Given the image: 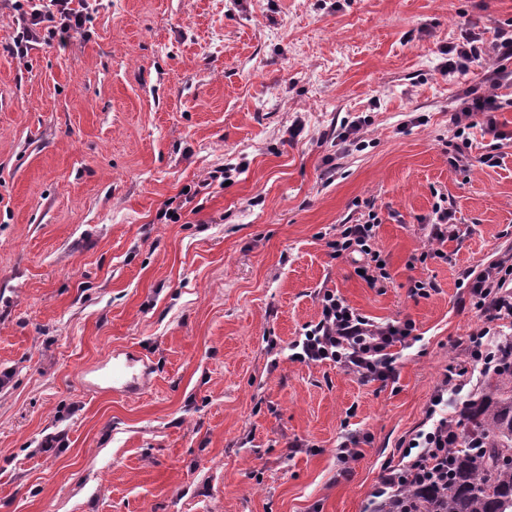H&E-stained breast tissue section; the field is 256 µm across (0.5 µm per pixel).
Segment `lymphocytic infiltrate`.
I'll return each mask as SVG.
<instances>
[{"mask_svg":"<svg viewBox=\"0 0 512 512\" xmlns=\"http://www.w3.org/2000/svg\"><path fill=\"white\" fill-rule=\"evenodd\" d=\"M86 6V0H13L11 8L20 28L15 54L25 56L36 30L42 28L67 40L70 32L84 26ZM491 56L501 62L512 60V28H500L490 44L479 33H464L461 41L449 45L441 69L451 76L464 75ZM507 109H512V97H502L494 86L476 85L466 91L463 102L452 113L455 141L448 151V164L453 171L464 170L465 151L470 146L466 132L479 120L494 137L483 160L491 166L497 164V143L505 135L498 131L495 115ZM378 224L377 214L368 212L359 223L341 225L335 239L328 243L336 257L359 254L363 278L372 285L389 277L376 240ZM469 296L482 324L469 336L462 361L446 371L432 396L426 412L429 428L418 430L403 441L399 463L383 469L370 491L371 499L401 491L411 482L430 483L436 472L447 470L448 450L454 445L456 432L448 410L449 396L461 393L474 373L493 372L500 366L497 337L504 324L512 323V263L499 261L474 275ZM318 304L317 321L306 325L302 339L294 343L295 359L309 364L331 361L365 381L396 382L394 349L413 340L414 322L375 324L333 290L320 294Z\"/></svg>","mask_w":512,"mask_h":512,"instance_id":"f902f5d3","label":"lymphocytic infiltrate"}]
</instances>
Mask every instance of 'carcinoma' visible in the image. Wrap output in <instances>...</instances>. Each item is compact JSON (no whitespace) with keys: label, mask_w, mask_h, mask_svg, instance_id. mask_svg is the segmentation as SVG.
I'll return each mask as SVG.
<instances>
[{"label":"carcinoma","mask_w":512,"mask_h":512,"mask_svg":"<svg viewBox=\"0 0 512 512\" xmlns=\"http://www.w3.org/2000/svg\"><path fill=\"white\" fill-rule=\"evenodd\" d=\"M448 478L386 495L373 512H512V365L487 376L485 392L457 419Z\"/></svg>","instance_id":"obj_1"}]
</instances>
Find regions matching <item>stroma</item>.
Listing matches in <instances>:
<instances>
[{
  "instance_id": "obj_1",
  "label": "stroma",
  "mask_w": 512,
  "mask_h": 512,
  "mask_svg": "<svg viewBox=\"0 0 512 512\" xmlns=\"http://www.w3.org/2000/svg\"><path fill=\"white\" fill-rule=\"evenodd\" d=\"M89 4L83 31L22 58L0 4V512H369L480 324L466 276L512 259V111L496 166L480 123L468 172L447 155L449 101L498 62L440 69L463 32L493 41L512 0ZM358 118L360 152L342 141ZM442 197L459 236L422 262ZM371 210L381 288L327 246ZM327 289L415 323L396 383L293 359ZM131 351L141 390L83 386ZM57 432L65 447L38 450Z\"/></svg>"
}]
</instances>
